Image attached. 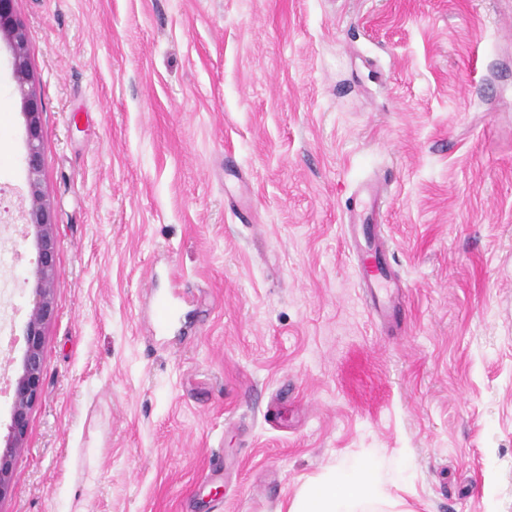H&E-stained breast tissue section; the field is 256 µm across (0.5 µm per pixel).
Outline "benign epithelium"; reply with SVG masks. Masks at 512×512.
<instances>
[{"label": "benign epithelium", "instance_id": "benign-epithelium-1", "mask_svg": "<svg viewBox=\"0 0 512 512\" xmlns=\"http://www.w3.org/2000/svg\"><path fill=\"white\" fill-rule=\"evenodd\" d=\"M0 35L8 38L13 52V70L21 93L27 132L24 163L28 173L30 210L26 225L33 227L37 249L34 304L26 322L21 370L12 386L10 441L0 450V500L12 491L15 458L24 451L29 414L42 393L45 359V328L54 315L53 283L56 274V243L50 211L41 190L44 156L40 147L41 104L31 86L26 54V35L12 8V0H0Z\"/></svg>", "mask_w": 512, "mask_h": 512}]
</instances>
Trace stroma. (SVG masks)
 Wrapping results in <instances>:
<instances>
[{
	"label": "stroma",
	"mask_w": 512,
	"mask_h": 512,
	"mask_svg": "<svg viewBox=\"0 0 512 512\" xmlns=\"http://www.w3.org/2000/svg\"><path fill=\"white\" fill-rule=\"evenodd\" d=\"M56 225L42 394L0 512H282L339 462L380 512H512V0H14ZM0 240L26 126L0 36ZM383 179L407 286L344 235ZM36 249L0 269V442ZM188 333L153 336L152 288ZM380 192L377 184L363 186L357 194L358 208L350 214L353 229L361 226L362 237L351 236L357 267V284L364 291L365 300L373 317L381 322L395 323L402 318V299L405 285L393 272L387 252L376 243L378 230L372 215L366 211L362 194L376 197Z\"/></svg>",
	"instance_id": "1"
}]
</instances>
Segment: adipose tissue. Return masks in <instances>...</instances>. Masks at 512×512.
<instances>
[{
    "label": "adipose tissue",
    "mask_w": 512,
    "mask_h": 512,
    "mask_svg": "<svg viewBox=\"0 0 512 512\" xmlns=\"http://www.w3.org/2000/svg\"><path fill=\"white\" fill-rule=\"evenodd\" d=\"M385 499L380 463L349 459L307 483L286 512H371Z\"/></svg>",
    "instance_id": "1"
}]
</instances>
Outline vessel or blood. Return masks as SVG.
I'll list each match as a JSON object with an SVG mask.
<instances>
[{
	"mask_svg": "<svg viewBox=\"0 0 512 512\" xmlns=\"http://www.w3.org/2000/svg\"><path fill=\"white\" fill-rule=\"evenodd\" d=\"M363 233L352 236L357 267V284L364 292L372 316L392 324L402 318L404 285L394 273L387 252L378 244V230L365 206L352 213Z\"/></svg>",
	"mask_w": 512,
	"mask_h": 512,
	"instance_id": "vessel-or-blood-1",
	"label": "vessel or blood"
}]
</instances>
